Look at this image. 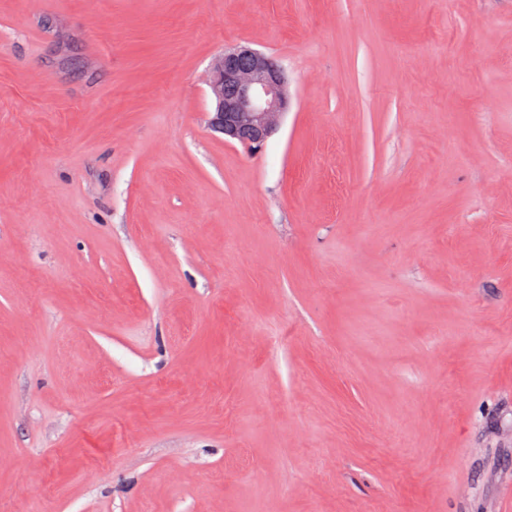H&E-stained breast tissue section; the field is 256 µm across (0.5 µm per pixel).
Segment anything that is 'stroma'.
<instances>
[{
    "mask_svg": "<svg viewBox=\"0 0 512 512\" xmlns=\"http://www.w3.org/2000/svg\"><path fill=\"white\" fill-rule=\"evenodd\" d=\"M1 457L0 512H512V0H0ZM208 123L225 139L260 152L288 107V79L266 54L246 45L225 49L209 82Z\"/></svg>",
    "mask_w": 512,
    "mask_h": 512,
    "instance_id": "obj_1",
    "label": "stroma"
}]
</instances>
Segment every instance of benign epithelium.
<instances>
[{
  "label": "benign epithelium",
  "mask_w": 512,
  "mask_h": 512,
  "mask_svg": "<svg viewBox=\"0 0 512 512\" xmlns=\"http://www.w3.org/2000/svg\"><path fill=\"white\" fill-rule=\"evenodd\" d=\"M208 123L225 139L261 151L288 107V79L266 54L246 45L224 50L209 82Z\"/></svg>",
  "instance_id": "7a95c632"
}]
</instances>
